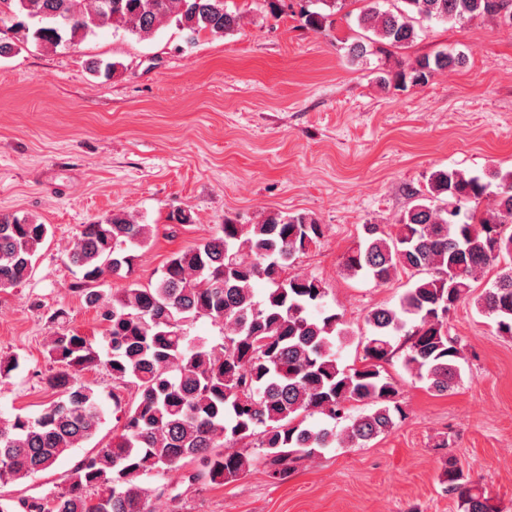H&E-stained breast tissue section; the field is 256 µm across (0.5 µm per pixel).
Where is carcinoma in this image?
<instances>
[{"instance_id": "obj_1", "label": "carcinoma", "mask_w": 512, "mask_h": 512, "mask_svg": "<svg viewBox=\"0 0 512 512\" xmlns=\"http://www.w3.org/2000/svg\"><path fill=\"white\" fill-rule=\"evenodd\" d=\"M306 26L326 27L350 0H304ZM491 16L512 27V0H366L358 27L372 34L348 50L360 64L374 45L401 47L425 23H457ZM242 16L227 0H0V23L32 33L45 47L78 44L109 26L141 40L171 23L194 40L237 30ZM464 63L442 50L396 72L397 88L422 85L439 71ZM496 192H490L491 186ZM493 194L482 210V199ZM512 171L485 177L459 169L431 172L427 190L386 232L362 226L344 256L348 274L377 284L409 276L396 306L371 309L361 364L339 362L336 344L349 339L344 316L321 309L325 283L293 271L294 262L323 237L307 213L273 212L258 224L225 219L221 234L173 253L162 275L147 286L133 280L134 251L153 233L123 213L83 225L68 253L81 280L75 292L100 312L104 345L77 332H51L47 358L59 366L49 378L58 394L38 415H16L0 425V482L21 480L51 467L88 442L103 423L101 393L79 383V373L105 366L116 387L136 388L134 401L112 393L122 422L112 443L84 457L66 486L46 501H0V512H156L166 486L150 489L144 477L180 473L184 461L201 469L180 473L191 484L222 485L262 465L284 481L327 448H354L389 432L404 418L399 389L385 368L396 354L410 375L445 394L460 378L463 351L448 332V317L471 303L512 337ZM48 224L0 215V289L26 280ZM500 273L474 295L487 270ZM128 281L110 296L98 289L107 278ZM267 284L256 297L255 284ZM207 318L224 327L222 342L188 338L187 328ZM370 411L351 413L354 404ZM319 415L321 423L308 418ZM459 512H500L492 498L465 477L453 456L439 476Z\"/></svg>"}]
</instances>
